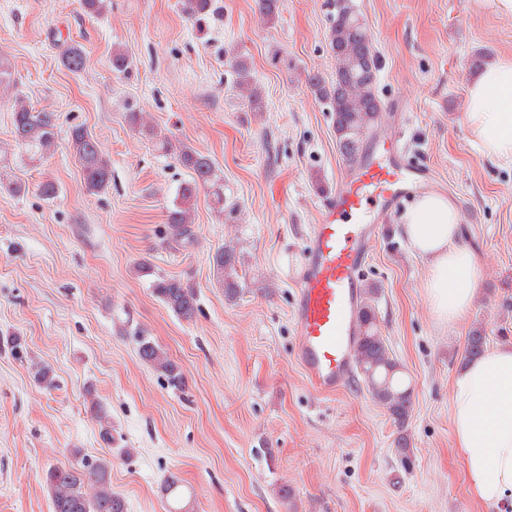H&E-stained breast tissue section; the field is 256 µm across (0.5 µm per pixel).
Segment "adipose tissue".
<instances>
[{"label": "adipose tissue", "mask_w": 512, "mask_h": 512, "mask_svg": "<svg viewBox=\"0 0 512 512\" xmlns=\"http://www.w3.org/2000/svg\"><path fill=\"white\" fill-rule=\"evenodd\" d=\"M466 122L485 157L512 165V58L469 78ZM400 231L427 264L425 297L435 322L461 321L475 301L480 269L459 242L455 203L437 193L416 198L400 216ZM451 422L473 497L496 503L512 496V344L462 364L451 385Z\"/></svg>", "instance_id": "obj_1"}]
</instances>
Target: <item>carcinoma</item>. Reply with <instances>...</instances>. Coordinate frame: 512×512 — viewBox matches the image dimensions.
Instances as JSON below:
<instances>
[{
    "label": "carcinoma",
    "mask_w": 512,
    "mask_h": 512,
    "mask_svg": "<svg viewBox=\"0 0 512 512\" xmlns=\"http://www.w3.org/2000/svg\"><path fill=\"white\" fill-rule=\"evenodd\" d=\"M260 16L272 23L278 17L281 0H257ZM336 14L329 29L328 41L335 59V78L326 82L314 74L308 84L314 95L326 102L331 109L336 144L346 158L355 157L360 145L378 120L382 104L374 94L377 55L367 30L352 0H336ZM214 0H182V11L200 25L213 13ZM86 58L79 45L69 46L62 55L63 66L77 73L83 70ZM128 121L145 130L156 140L163 152L172 155L189 171V179L182 182L172 205L168 207L163 242L191 244L190 224L199 188L207 189L213 208L224 213V179L217 174L211 158L195 149L157 131L145 127L141 113H126ZM57 114L45 109L38 110L25 97L15 96L11 112L12 133L16 142L27 149L29 158L41 159L56 147ZM69 149L79 164L86 189L91 193L105 192L112 178L109 159L102 153L98 142L82 125H74L69 132ZM217 283L224 287V296L233 299L238 294V259L234 250L222 248L212 255ZM137 272L151 276L155 297L176 317L193 319L198 312L195 290L189 284L155 273L152 266L143 263ZM375 291H366V299L360 314L363 327L357 348V364L363 382L372 398L383 405L399 432L396 451L409 458L410 439L406 423L410 415L412 399L402 366L391 355L385 340L375 328L376 315L372 304ZM489 337L480 327L467 337L465 356L474 358L485 352ZM140 359L164 377L167 385L182 390L184 376L181 367L152 339L141 333L135 337ZM13 358L21 363L29 361L25 341L19 336L6 338ZM33 380L45 389L56 386L53 370L46 366L34 368ZM46 486L51 500V512H127L125 499L112 491L111 464L84 461L65 467H57L46 474ZM167 500V512H184L183 480L176 472H169L161 487Z\"/></svg>",
    "instance_id": "obj_1"
}]
</instances>
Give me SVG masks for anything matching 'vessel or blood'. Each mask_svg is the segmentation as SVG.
Masks as SVG:
<instances>
[{
  "instance_id": "obj_1",
  "label": "vessel or blood",
  "mask_w": 512,
  "mask_h": 512,
  "mask_svg": "<svg viewBox=\"0 0 512 512\" xmlns=\"http://www.w3.org/2000/svg\"><path fill=\"white\" fill-rule=\"evenodd\" d=\"M404 138V124L390 122L383 148L360 152L347 163L290 268L294 358L317 393L336 392L355 377L361 271L386 217L414 187L435 183L431 168L406 161Z\"/></svg>"
}]
</instances>
